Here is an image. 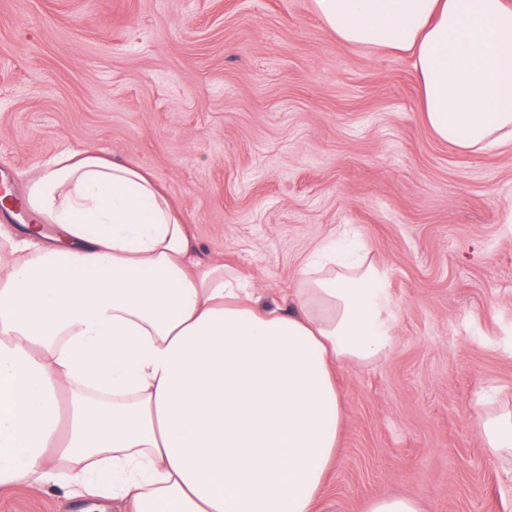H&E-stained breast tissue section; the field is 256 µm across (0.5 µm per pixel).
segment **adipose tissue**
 I'll use <instances>...</instances> for the list:
<instances>
[{
  "instance_id": "1",
  "label": "adipose tissue",
  "mask_w": 512,
  "mask_h": 512,
  "mask_svg": "<svg viewBox=\"0 0 512 512\" xmlns=\"http://www.w3.org/2000/svg\"><path fill=\"white\" fill-rule=\"evenodd\" d=\"M344 43L411 55L433 135L512 145V0H314ZM0 253V486L41 479L126 512H314L336 462L334 371L394 319L370 259L299 271L289 307L201 259L138 165L67 151L27 180ZM64 243L40 245L41 221Z\"/></svg>"
}]
</instances>
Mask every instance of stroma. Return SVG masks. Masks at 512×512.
Wrapping results in <instances>:
<instances>
[{
  "mask_svg": "<svg viewBox=\"0 0 512 512\" xmlns=\"http://www.w3.org/2000/svg\"><path fill=\"white\" fill-rule=\"evenodd\" d=\"M67 150L149 170L202 257L270 302L341 228L369 249L395 327L335 373L319 512H512V463L478 430L512 408V146L437 140L411 57L337 40L312 0H0V174L22 192ZM0 512L120 506L43 483L0 488ZM365 512H425L413 497L385 494L372 499Z\"/></svg>",
  "mask_w": 512,
  "mask_h": 512,
  "instance_id": "35a3bbf8",
  "label": "stroma"
}]
</instances>
